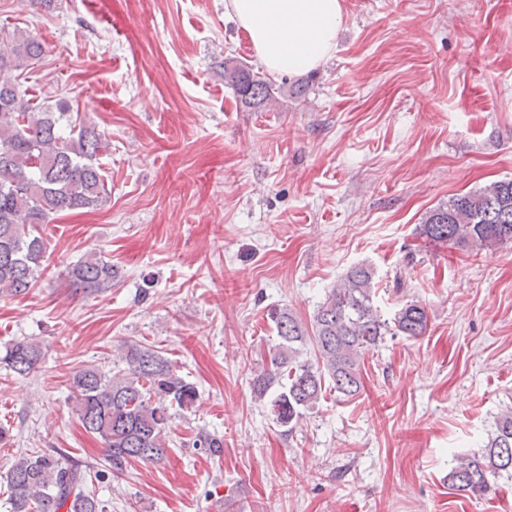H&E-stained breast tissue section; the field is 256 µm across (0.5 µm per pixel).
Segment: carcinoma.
<instances>
[{
  "instance_id": "obj_1",
  "label": "carcinoma",
  "mask_w": 512,
  "mask_h": 512,
  "mask_svg": "<svg viewBox=\"0 0 512 512\" xmlns=\"http://www.w3.org/2000/svg\"><path fill=\"white\" fill-rule=\"evenodd\" d=\"M45 53L44 44L13 34L0 43V293L25 294L43 271L45 241L40 228L57 216L101 205L108 196L98 156L103 145L95 128L59 102L51 107L26 98L12 72ZM224 82L243 105L266 108L281 89L234 58L224 60ZM427 240L460 250H482L512 242V179L493 181L455 194L428 210L420 226ZM116 271L95 252L66 274L73 288L98 292L112 287ZM375 271L357 264L318 306L312 331L286 309H274L278 343L269 365L256 372L251 391L268 401L279 425L292 431L317 404L325 382L353 397L363 387L361 357L386 336L425 335L429 316L419 301L403 304L381 318L375 297ZM313 347L315 360L306 357ZM42 349L35 340L6 347L0 363L20 376L35 371ZM125 368L106 373L90 365L69 380V400L84 430L98 437L114 475L132 461L160 463L167 456L170 410H187L195 387L175 373L162 355L137 343L118 354ZM512 475V408L497 417L486 444L460 457L448 472V487L481 496L490 478ZM11 512H103L88 489L87 471L64 465L50 453L21 457L7 471Z\"/></svg>"
}]
</instances>
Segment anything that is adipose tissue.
Listing matches in <instances>:
<instances>
[{"label": "adipose tissue", "mask_w": 512, "mask_h": 512, "mask_svg": "<svg viewBox=\"0 0 512 512\" xmlns=\"http://www.w3.org/2000/svg\"><path fill=\"white\" fill-rule=\"evenodd\" d=\"M269 73L312 70L329 58L343 21L342 0H226Z\"/></svg>", "instance_id": "1"}]
</instances>
